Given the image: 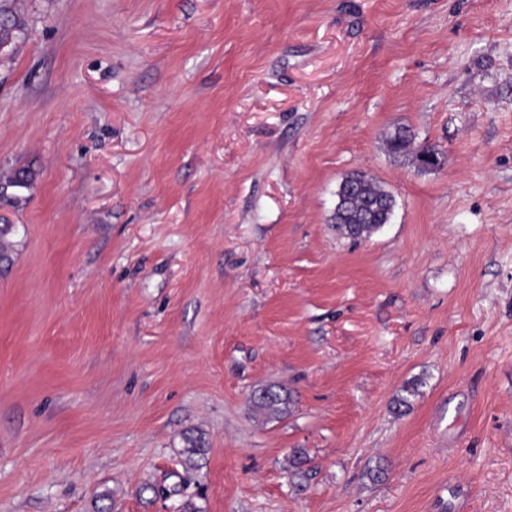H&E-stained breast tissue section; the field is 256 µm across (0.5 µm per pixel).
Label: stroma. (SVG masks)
I'll return each instance as SVG.
<instances>
[{"instance_id":"obj_1","label":"stroma","mask_w":512,"mask_h":512,"mask_svg":"<svg viewBox=\"0 0 512 512\" xmlns=\"http://www.w3.org/2000/svg\"><path fill=\"white\" fill-rule=\"evenodd\" d=\"M20 13L0 512H174L150 487L189 427L202 512H512V0ZM399 128L439 166L390 154ZM355 171L396 200L358 240L331 221ZM255 412L268 420H277L286 416L291 409L293 398L290 392L276 384L262 385L251 396Z\"/></svg>"}]
</instances>
